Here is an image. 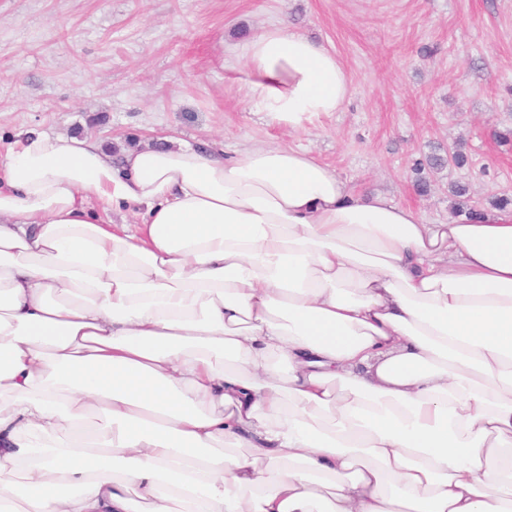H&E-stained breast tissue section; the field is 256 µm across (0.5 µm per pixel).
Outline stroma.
Returning a JSON list of instances; mask_svg holds the SVG:
<instances>
[{"mask_svg": "<svg viewBox=\"0 0 512 512\" xmlns=\"http://www.w3.org/2000/svg\"><path fill=\"white\" fill-rule=\"evenodd\" d=\"M288 21L342 60L351 93L307 130L248 92L246 40ZM113 155L178 137L232 154L303 149L426 224L512 197V0H0V161L27 131ZM462 154L457 165L454 154ZM425 166L428 192L413 165Z\"/></svg>", "mask_w": 512, "mask_h": 512, "instance_id": "stroma-1", "label": "stroma"}]
</instances>
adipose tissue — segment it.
<instances>
[{"label": "adipose tissue", "instance_id": "1", "mask_svg": "<svg viewBox=\"0 0 512 512\" xmlns=\"http://www.w3.org/2000/svg\"><path fill=\"white\" fill-rule=\"evenodd\" d=\"M244 51L271 123L350 93L290 24ZM0 512H512V210L425 224L289 147L117 170L31 132L0 172Z\"/></svg>", "mask_w": 512, "mask_h": 512}]
</instances>
